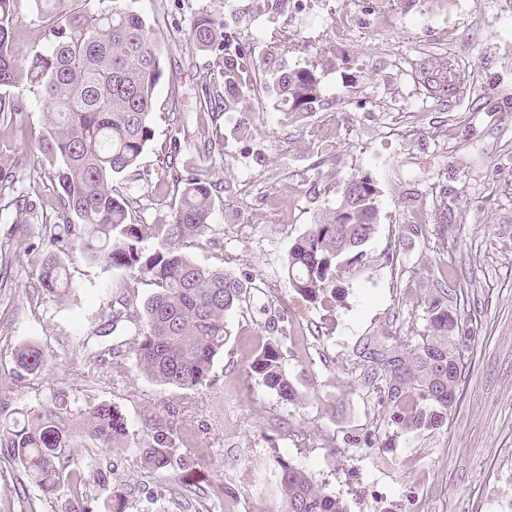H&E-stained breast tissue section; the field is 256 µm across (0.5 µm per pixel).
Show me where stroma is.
<instances>
[{"label":"stroma","instance_id":"35a3bbf8","mask_svg":"<svg viewBox=\"0 0 512 512\" xmlns=\"http://www.w3.org/2000/svg\"><path fill=\"white\" fill-rule=\"evenodd\" d=\"M257 0H137L136 10L160 27L163 76L156 89L154 137L141 156L146 180L113 182L127 195L131 218L163 223L174 200L162 172L172 137H180L199 174L216 186L213 223L221 231L193 243L199 263L238 278L274 285L251 292L227 318L231 334L215 364V380L198 402L204 447L190 467L142 478L126 512H285L274 454L312 474L348 512H380L368 494L378 484L393 512H478L497 463L512 448V0H311L306 14L266 19ZM208 10L261 46L264 32L287 31L277 64L295 67L322 54L324 102L293 116L277 109L273 92L249 112L212 114L196 96L206 80L207 55L191 49L192 17ZM13 49L26 59L46 43V25L33 0H18ZM354 31L339 32L345 17ZM451 56L466 75L460 95L441 104L415 79L423 54ZM44 124L29 107L21 123L0 122V154L30 148ZM371 179L380 191L376 233L366 267L355 269L335 307L308 302L289 286L284 260L317 213L334 205L349 175ZM454 200L456 237L452 277L465 288V308L476 318L463 395L438 432L396 434L386 447L368 448L371 404L346 367L371 336H397L433 286L441 261L438 228L426 215L441 188ZM411 225L418 236L403 237ZM41 236L39 217L14 223L0 214V244L12 252L0 276V381L12 372V351L40 345L50 371L38 390L11 396L0 423L22 420L27 407L53 389L79 386L64 368L66 353L96 329L107 302L151 288L121 270H105L80 250L69 255L72 284L58 301L31 308L27 295L39 270L25 249ZM295 303L293 339L284 368L300 393L297 405L249 378L253 352L265 340L259 326L272 296ZM133 429L144 410L181 398L130 373L125 385L102 389ZM165 481L164 497L154 493ZM74 512L68 487L44 494L16 465L0 466V512Z\"/></svg>","mask_w":512,"mask_h":512}]
</instances>
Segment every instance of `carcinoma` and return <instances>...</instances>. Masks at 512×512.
I'll use <instances>...</instances> for the list:
<instances>
[{
    "label": "carcinoma",
    "instance_id": "carcinoma-1",
    "mask_svg": "<svg viewBox=\"0 0 512 512\" xmlns=\"http://www.w3.org/2000/svg\"><path fill=\"white\" fill-rule=\"evenodd\" d=\"M16 2L0 0V120L15 122L20 115L15 89L30 92L43 106L46 123L37 149L52 168L60 200L56 215L43 220L41 244L29 246L40 267L34 299L65 296L70 284L66 257L76 247L108 269L149 282L153 292L140 304L128 293L107 303V321L67 354L69 369L84 385L58 390L48 403L29 408L20 428L0 424V460L22 467L45 493L66 481L78 493L91 473L106 494L103 512H125L131 491L107 485L111 466L99 462L94 449L133 450L146 473L155 475L194 459L200 428L192 402L181 398L157 403L138 434L116 404L100 397V389L124 381L132 366L173 389L198 392L211 385L214 363L230 339L225 317L246 303L251 288L185 251L216 233L213 186L193 169L174 160L167 165L175 200L166 224L132 222L129 199L113 188L115 178L138 167L154 135L155 88L163 75L158 31L131 0H109L96 13L65 14L61 0H34L46 21L47 43L21 64L11 48ZM285 38L276 30L265 33L266 50L258 56L239 32L206 11L196 13L189 44L213 57L218 67L202 87L201 108H247L253 74L269 65ZM325 65L316 56L301 67L269 71L281 111L301 115L321 105ZM415 74L433 99L444 102L461 91L459 64L444 55H425ZM33 167L23 152L0 158V201L18 219L35 211V202L16 187L17 172ZM356 181L355 190L340 194L336 205L317 214L287 252L290 287L314 305L336 300V283L352 274L365 253L361 241L375 232L371 218L378 188L357 174L346 183ZM343 205L347 223L339 224L337 209ZM458 296L462 288L451 277L439 276L420 304L423 325L411 323L393 345L371 338L356 352V368L386 427L419 433L447 427L448 412L463 394L468 364L459 347L474 327L460 304H450ZM290 319L288 307L277 303L264 322L269 336L251 357L248 374L293 405L298 390L283 365ZM119 322L130 323L131 342L120 336L105 340ZM13 358L16 371L5 383L10 393L30 388L29 377L48 366L46 353L35 345L16 348ZM76 448L87 450L86 465L74 458ZM274 462L287 512H348L344 501L323 491L311 474L279 455Z\"/></svg>",
    "mask_w": 512,
    "mask_h": 512
}]
</instances>
